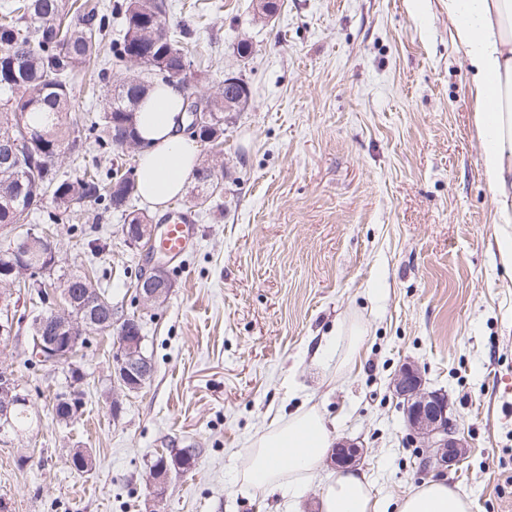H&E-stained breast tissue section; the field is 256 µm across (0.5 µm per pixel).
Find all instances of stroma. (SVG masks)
<instances>
[{
  "mask_svg": "<svg viewBox=\"0 0 512 512\" xmlns=\"http://www.w3.org/2000/svg\"><path fill=\"white\" fill-rule=\"evenodd\" d=\"M170 24L193 32L185 94H212L225 74L251 90L224 123L223 191L195 214L197 238L166 300L142 317L153 365L140 388L112 374L116 335H92L74 364L83 414L57 423L65 368L31 366L25 289L20 323L0 340V369L30 402L29 429L0 438V512H149V467L174 448L201 454L171 472L163 512H319L323 461L302 495L262 497L239 472L273 417L317 403L375 497L416 485L420 442L389 389L416 362L444 390L468 448L446 473L471 512H512V272L496 245L482 177L470 72L448 28V0H167ZM247 40L250 58L235 46ZM58 265L107 271L118 314L134 310V276L162 256L126 242L103 207L48 220ZM367 333L353 374L337 378L342 326ZM118 408H111V401ZM88 450L91 470L70 464Z\"/></svg>",
  "mask_w": 512,
  "mask_h": 512,
  "instance_id": "1",
  "label": "stroma"
}]
</instances>
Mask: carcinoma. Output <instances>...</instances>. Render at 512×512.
I'll use <instances>...</instances> for the list:
<instances>
[{
  "label": "carcinoma",
  "mask_w": 512,
  "mask_h": 512,
  "mask_svg": "<svg viewBox=\"0 0 512 512\" xmlns=\"http://www.w3.org/2000/svg\"><path fill=\"white\" fill-rule=\"evenodd\" d=\"M165 0H117L112 13L123 15V39L112 41V58L125 67L119 82L108 79V68L101 67L97 77L106 97L102 115L78 125L71 116L72 89L75 79L97 65L101 46L109 27L108 14L87 8L78 0H4L0 4V148H15L12 162L0 155V224L21 228L14 245L0 249V268L12 271L10 282L23 285L36 310L29 329L37 319L54 312L47 306L50 293L47 276L54 266L44 259L45 249L38 238H30V216L40 210V203L51 196L54 211L49 220L64 224L87 206L101 205L125 215L129 224H148L147 214L135 209L139 198L136 173L101 168L97 159L83 161L82 172L73 179H63L55 160L76 145L105 153L113 147L135 150L147 146L138 138L136 110L151 84H172L180 80L186 65V40L191 31L180 25L152 24L155 16L166 19ZM152 50L155 65L145 71L136 60L140 49ZM249 91L240 89L224 105V96L208 103V120L197 130L199 138L218 142L224 135V113L242 112L249 106ZM192 177L199 193L192 198L203 206L221 192L224 160L215 153L211 163L195 169ZM62 291L70 294V313L91 302L90 312L106 309L112 301L95 278L87 274L63 273L57 277ZM56 420L68 422L79 408L56 396L53 407ZM30 423L26 407L12 409L10 419L0 422V436Z\"/></svg>",
  "instance_id": "carcinoma-1"
}]
</instances>
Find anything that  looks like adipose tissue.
Masks as SVG:
<instances>
[{
  "label": "adipose tissue",
  "instance_id": "adipose-tissue-1",
  "mask_svg": "<svg viewBox=\"0 0 512 512\" xmlns=\"http://www.w3.org/2000/svg\"><path fill=\"white\" fill-rule=\"evenodd\" d=\"M448 23L471 71L474 122L481 137L482 175L503 232L497 248L512 267V0H448ZM183 92L157 86L139 104L137 133L148 147L136 158L138 192L153 208L181 196L200 160V145L183 124ZM336 443L333 425L317 405L276 418L249 442L241 477L263 495L299 496ZM320 512H471L467 495L426 478L387 503L365 473L343 469L325 482Z\"/></svg>",
  "mask_w": 512,
  "mask_h": 512
}]
</instances>
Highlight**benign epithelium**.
Segmentation results:
<instances>
[{
    "instance_id": "7a95c632",
    "label": "benign epithelium",
    "mask_w": 512,
    "mask_h": 512,
    "mask_svg": "<svg viewBox=\"0 0 512 512\" xmlns=\"http://www.w3.org/2000/svg\"><path fill=\"white\" fill-rule=\"evenodd\" d=\"M171 284L167 279L166 266L158 264L140 279L138 299L145 308L159 304L167 297ZM54 335L37 340L38 356L50 364L70 355V347L78 341L77 326L69 314L53 313L45 320ZM142 337L122 333L118 351L113 357L114 375L124 385L138 388L152 374V365L141 352ZM394 395L401 400L406 423L412 435L421 439L422 447L430 449L422 458L420 469L437 466L448 471L458 466L465 456L466 441L458 436L455 425L448 416L447 397L425 388L419 367L408 362L401 366L391 382ZM17 385L11 374L0 375V415L5 417L13 404ZM363 449L356 443L336 442L331 461L337 467H347L361 458Z\"/></svg>"
}]
</instances>
